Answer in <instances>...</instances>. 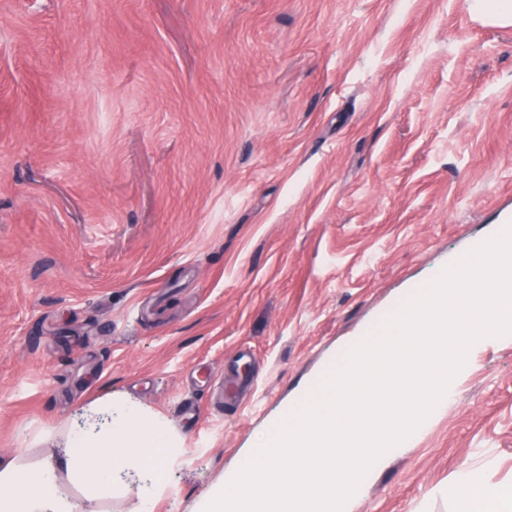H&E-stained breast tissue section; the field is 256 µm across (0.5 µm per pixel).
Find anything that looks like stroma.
I'll return each mask as SVG.
<instances>
[{
    "label": "stroma",
    "mask_w": 512,
    "mask_h": 512,
    "mask_svg": "<svg viewBox=\"0 0 512 512\" xmlns=\"http://www.w3.org/2000/svg\"><path fill=\"white\" fill-rule=\"evenodd\" d=\"M511 214L512 25L466 0H0V456L129 396L183 448L155 512H195ZM452 388L353 512L512 486V337Z\"/></svg>",
    "instance_id": "obj_1"
}]
</instances>
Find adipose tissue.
<instances>
[{"label": "adipose tissue", "instance_id": "adipose-tissue-1", "mask_svg": "<svg viewBox=\"0 0 512 512\" xmlns=\"http://www.w3.org/2000/svg\"><path fill=\"white\" fill-rule=\"evenodd\" d=\"M57 452L36 461L0 458V512H86L137 481V512H154L164 489L163 465L180 452L167 424L135 399L109 397L65 423ZM75 489L67 495L61 482ZM457 512H512V487L469 468L457 476Z\"/></svg>", "mask_w": 512, "mask_h": 512}]
</instances>
